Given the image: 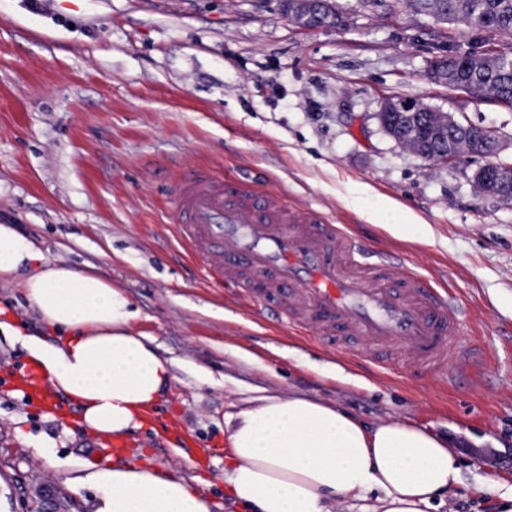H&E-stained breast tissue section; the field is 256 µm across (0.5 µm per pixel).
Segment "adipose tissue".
Instances as JSON below:
<instances>
[{
    "label": "adipose tissue",
    "mask_w": 512,
    "mask_h": 512,
    "mask_svg": "<svg viewBox=\"0 0 512 512\" xmlns=\"http://www.w3.org/2000/svg\"><path fill=\"white\" fill-rule=\"evenodd\" d=\"M19 276L39 320L66 336L60 346L30 339L41 375L82 406L87 429L120 438L141 426L172 375L147 335L132 330L138 309L0 224V281ZM224 425L233 456L224 482L245 512H333L341 500L364 501L363 512H428L459 478L446 437L402 420L368 425L308 397L259 396ZM86 479L103 489L95 512H209L171 475L104 467Z\"/></svg>",
    "instance_id": "1"
}]
</instances>
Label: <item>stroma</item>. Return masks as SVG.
Returning a JSON list of instances; mask_svg holds the SVG:
<instances>
[{
  "instance_id": "stroma-1",
  "label": "stroma",
  "mask_w": 512,
  "mask_h": 512,
  "mask_svg": "<svg viewBox=\"0 0 512 512\" xmlns=\"http://www.w3.org/2000/svg\"><path fill=\"white\" fill-rule=\"evenodd\" d=\"M340 27L307 30L278 0H0V224L51 262L124 291L171 363L150 421L114 453L67 414L0 385V512H94L90 465L181 477L210 512H242L224 486L225 416L264 394L336 404L375 424L447 436L460 482L432 512H497L512 483V200L477 189L475 156L419 159L382 129L388 98L419 99L493 128L512 157V107L431 80L442 28L406 0H338ZM208 168L324 214L357 245L400 256L453 295L473 336L468 385L411 364L354 358L359 343L297 332L256 309L255 285L203 278L181 241L169 190ZM403 206L413 228L385 227ZM0 308L47 345L21 280Z\"/></svg>"
}]
</instances>
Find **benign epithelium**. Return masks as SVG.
<instances>
[{"instance_id": "benign-epithelium-1", "label": "benign epithelium", "mask_w": 512, "mask_h": 512, "mask_svg": "<svg viewBox=\"0 0 512 512\" xmlns=\"http://www.w3.org/2000/svg\"><path fill=\"white\" fill-rule=\"evenodd\" d=\"M282 11L301 28L319 29L336 25V17L342 11L335 0H279ZM467 58L470 66L479 70L500 60L487 49L477 52L449 51L434 57L428 66L431 78L449 90L475 96L473 81L462 74L457 62ZM432 108L412 98L391 97L380 112L384 131L402 148L414 156L428 161L448 164L459 163L467 154L486 158L474 179L487 186L486 193L503 198H512V161L500 159L501 145L495 130L464 123L450 113H434L437 123L429 135L422 134L420 113Z\"/></svg>"}]
</instances>
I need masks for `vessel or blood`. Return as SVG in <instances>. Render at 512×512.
<instances>
[{
	"instance_id": "b4317fda",
	"label": "vessel or blood",
	"mask_w": 512,
	"mask_h": 512,
	"mask_svg": "<svg viewBox=\"0 0 512 512\" xmlns=\"http://www.w3.org/2000/svg\"><path fill=\"white\" fill-rule=\"evenodd\" d=\"M185 239L202 247L203 270L215 282L238 277L239 261L266 273L260 300L306 328L326 314L321 330L398 348L434 371L454 367L470 347L452 298L430 279L404 272L398 259L368 262L336 225L318 212L289 205L278 192H255L222 172L194 169L170 190ZM32 403L50 396L39 372L25 366L7 380Z\"/></svg>"
}]
</instances>
